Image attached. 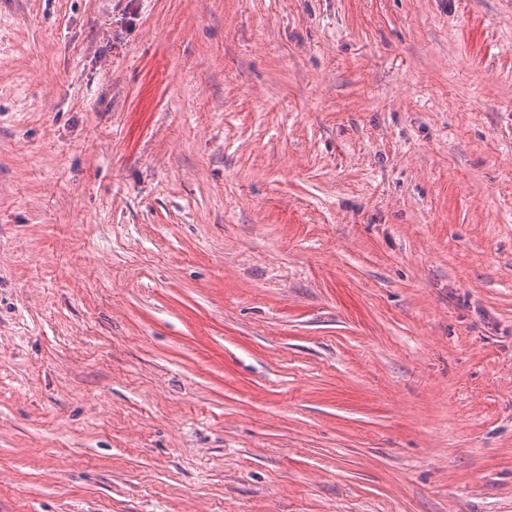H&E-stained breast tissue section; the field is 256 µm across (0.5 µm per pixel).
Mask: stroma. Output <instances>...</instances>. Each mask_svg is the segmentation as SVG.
I'll return each mask as SVG.
<instances>
[{
	"instance_id": "stroma-1",
	"label": "stroma",
	"mask_w": 512,
	"mask_h": 512,
	"mask_svg": "<svg viewBox=\"0 0 512 512\" xmlns=\"http://www.w3.org/2000/svg\"><path fill=\"white\" fill-rule=\"evenodd\" d=\"M0 512H512V0H0Z\"/></svg>"
}]
</instances>
